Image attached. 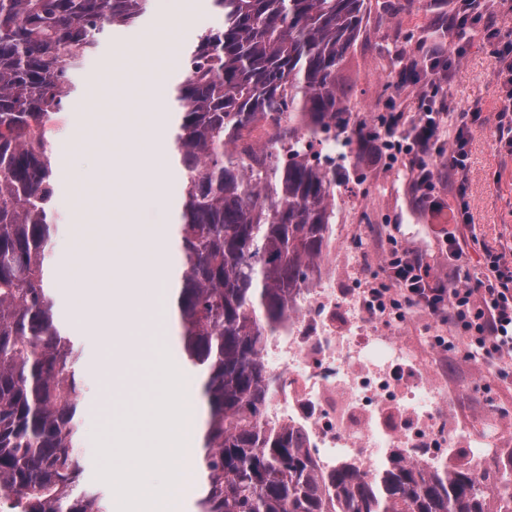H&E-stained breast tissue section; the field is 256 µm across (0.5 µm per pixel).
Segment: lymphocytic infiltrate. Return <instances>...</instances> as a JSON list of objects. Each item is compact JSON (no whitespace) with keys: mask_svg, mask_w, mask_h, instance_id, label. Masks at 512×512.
Returning a JSON list of instances; mask_svg holds the SVG:
<instances>
[{"mask_svg":"<svg viewBox=\"0 0 512 512\" xmlns=\"http://www.w3.org/2000/svg\"><path fill=\"white\" fill-rule=\"evenodd\" d=\"M512 14V0H455L443 17L456 49L446 57L429 50L426 59L436 71L438 85L421 90L413 113L391 112L369 138L361 140L364 152L387 160L405 163L413 175L412 190L418 205L436 207L441 189L454 195L456 223L470 221L466 192L467 146L473 126L481 124L480 106L457 111L453 97L443 83L448 79L441 60L456 63L462 57L463 42L478 34L496 43V71L506 86L505 104L497 113L498 136L512 146V40L503 38L497 28L498 17ZM447 157L448 173L440 175L439 157ZM388 255L376 273L382 293L388 294L403 309L421 308L449 327L448 335L433 338L442 352H453L464 343L465 359H512V250L501 247L485 253L484 271L474 284L449 287L448 277L457 276L465 251L457 237H449L448 275L439 277L430 265L396 237H388Z\"/></svg>","mask_w":512,"mask_h":512,"instance_id":"f902f5d3","label":"lymphocytic infiltrate"}]
</instances>
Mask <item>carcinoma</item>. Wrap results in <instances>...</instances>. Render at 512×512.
Here are the masks:
<instances>
[{"label": "carcinoma", "mask_w": 512, "mask_h": 512, "mask_svg": "<svg viewBox=\"0 0 512 512\" xmlns=\"http://www.w3.org/2000/svg\"><path fill=\"white\" fill-rule=\"evenodd\" d=\"M147 0H0V492L13 512H105L81 486L84 398L56 320L46 248L51 140L70 69ZM222 23L181 60L171 149L184 172L176 307L186 362L208 372L197 512H512V459L476 471L402 451L370 479L327 474L289 426L264 420L277 377L262 352L317 274L335 217L333 159L302 137L346 132L340 72L369 0H212ZM274 135L260 149L247 135Z\"/></svg>", "instance_id": "obj_1"}]
</instances>
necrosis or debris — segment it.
<instances>
[{
	"mask_svg": "<svg viewBox=\"0 0 512 512\" xmlns=\"http://www.w3.org/2000/svg\"><path fill=\"white\" fill-rule=\"evenodd\" d=\"M356 265L352 253L332 250L267 345L279 384L266 420L294 425L324 471L347 462L375 475L391 448L447 462L456 421L444 409L446 391L418 349L368 309L363 290H341Z\"/></svg>",
	"mask_w": 512,
	"mask_h": 512,
	"instance_id": "obj_1",
	"label": "necrosis or debris"
}]
</instances>
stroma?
I'll list each match as a JSON object with an SVG mask.
<instances>
[{
    "instance_id": "obj_1",
    "label": "stroma",
    "mask_w": 512,
    "mask_h": 512,
    "mask_svg": "<svg viewBox=\"0 0 512 512\" xmlns=\"http://www.w3.org/2000/svg\"><path fill=\"white\" fill-rule=\"evenodd\" d=\"M450 9L446 0H414L408 11L395 16L384 0H371L360 38L341 71L344 104L351 123L345 154L336 161V214L341 221L336 228V244L349 248L356 240H363L366 258L360 273L364 276L377 271L386 254L385 237L390 233L422 255L434 274H448L445 240L456 229L452 199H445L436 212L417 207L407 169L388 167L383 161L358 153L355 143L359 128L372 127L376 116L386 115L391 107L412 108L417 89L433 82L431 72L423 70L418 85L400 84L392 65L393 50L398 46L411 52L422 45L447 47L448 35L435 20ZM167 11L192 15L191 24L179 37L184 50L195 45L203 30L219 22L210 0H149L141 21L110 31L70 75L75 90L52 138L57 181L95 166L100 144L120 132L117 121L121 112L136 108L132 101L116 105L104 83L120 47L145 46L147 61L157 67L164 84L172 86L180 81L179 60L170 58L164 45L151 39L156 30L167 26L163 17ZM494 50V44L473 36L452 77L458 108L479 104L484 119L482 125L473 127L469 144L467 199L475 235L467 241L463 271L473 280L483 271L484 245L512 244V147L500 143L496 133V114L504 92L495 73ZM74 205L71 195L58 189L57 229L47 254L55 310L76 342L75 368L85 384V403L77 419L83 463L79 482L93 486L97 483L95 431L112 426L139 397L153 394L154 382L145 358L128 360L124 373L113 372L111 364L104 361L112 352L111 340L93 335L71 314L70 292L95 260L104 229L103 212L111 208L112 201L99 196L87 201L81 213ZM78 239L88 243V250L74 260L69 270H62L61 245ZM433 361L446 384L448 412L463 419L470 434H481L487 416L512 419V374L502 375L494 362L474 364L438 354Z\"/></svg>"
}]
</instances>
